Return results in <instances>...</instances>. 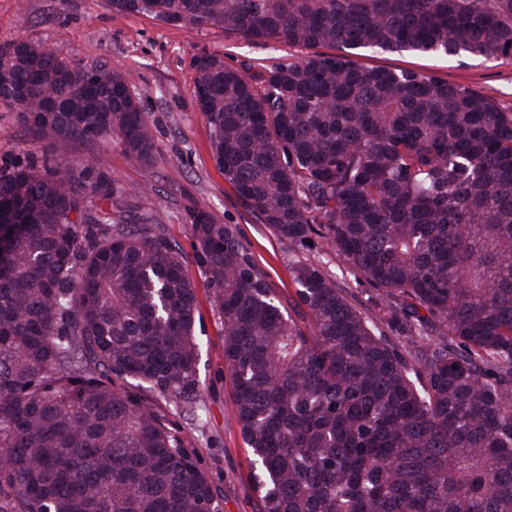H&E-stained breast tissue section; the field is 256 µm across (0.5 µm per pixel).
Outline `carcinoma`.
Here are the masks:
<instances>
[{
    "label": "carcinoma",
    "instance_id": "cac0c4a2",
    "mask_svg": "<svg viewBox=\"0 0 512 512\" xmlns=\"http://www.w3.org/2000/svg\"><path fill=\"white\" fill-rule=\"evenodd\" d=\"M106 4L307 50L257 77L193 59L240 206L290 247L319 238L377 312L309 259L279 299L233 226L192 208L260 512H512V112L360 54L511 57L512 0ZM130 84L106 61L0 42V101L45 142L39 158H0V512H223L151 400L192 416L204 402L185 257L124 215L110 173L52 148L114 144L150 167Z\"/></svg>",
    "mask_w": 512,
    "mask_h": 512
}]
</instances>
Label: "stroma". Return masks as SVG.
<instances>
[{
  "label": "stroma",
  "instance_id": "obj_1",
  "mask_svg": "<svg viewBox=\"0 0 512 512\" xmlns=\"http://www.w3.org/2000/svg\"><path fill=\"white\" fill-rule=\"evenodd\" d=\"M20 34L83 64L106 60L130 73V92L148 113L157 145L150 169L134 164L114 145L90 147L75 140L55 144L60 157L92 162L117 178L127 191L120 203L127 214L155 222L190 257L194 254L190 210L206 209L216 221L234 225L280 295L294 290L291 259L314 260L343 283L351 300L367 315H374L367 283L336 254L317 243L287 248L267 225L239 205L213 161L211 132L195 107L192 62L198 53L221 54L232 65L246 60L262 67L302 57L303 49L235 38L218 27L201 33L171 27L147 14L115 15L104 0H0V41ZM363 61L442 77L487 94L502 111L512 112V57L368 50ZM189 271L203 316L204 329L198 335L203 409L192 418L163 398L155 403L182 428L188 445L196 450L202 470L222 497L223 512H259L258 495L249 479L251 452L240 435L224 364L222 327L200 269L193 264Z\"/></svg>",
  "mask_w": 512,
  "mask_h": 512
}]
</instances>
